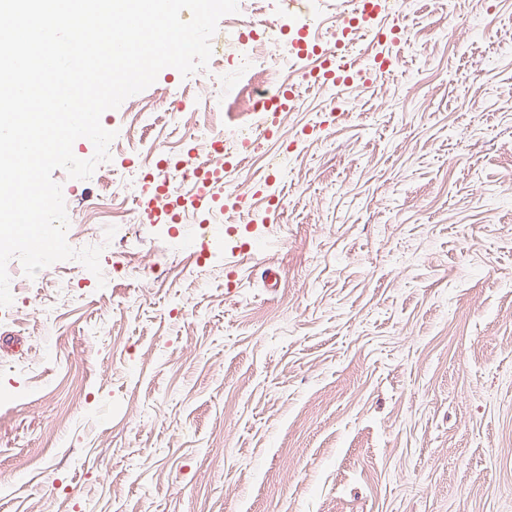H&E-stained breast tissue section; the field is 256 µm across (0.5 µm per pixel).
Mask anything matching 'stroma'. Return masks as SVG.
Returning <instances> with one entry per match:
<instances>
[{
  "label": "stroma",
  "mask_w": 512,
  "mask_h": 512,
  "mask_svg": "<svg viewBox=\"0 0 512 512\" xmlns=\"http://www.w3.org/2000/svg\"><path fill=\"white\" fill-rule=\"evenodd\" d=\"M341 3L312 0L314 37L390 71L268 115L204 267L102 289L70 260L66 298L10 260L0 512H512V0H396L399 43L337 27ZM208 76L106 111L110 167L231 135ZM53 178L102 272L196 233Z\"/></svg>",
  "instance_id": "35a3bbf8"
}]
</instances>
